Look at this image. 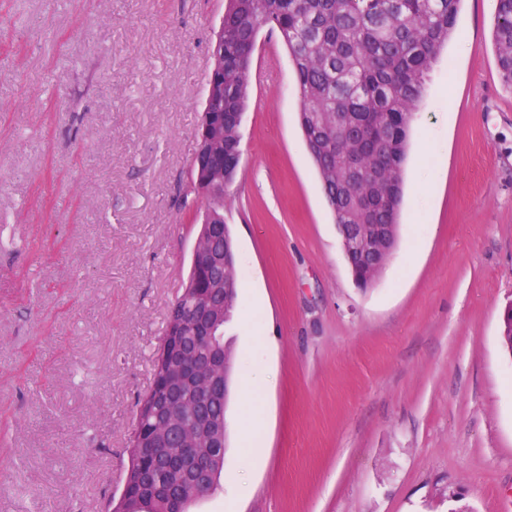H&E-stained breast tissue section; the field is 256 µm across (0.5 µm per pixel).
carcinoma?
<instances>
[{
	"label": "carcinoma",
	"instance_id": "cac0c4a2",
	"mask_svg": "<svg viewBox=\"0 0 512 512\" xmlns=\"http://www.w3.org/2000/svg\"><path fill=\"white\" fill-rule=\"evenodd\" d=\"M462 0H231L224 11V97L210 104L215 125L208 144L213 175L234 180L241 157V125L251 88V54L259 29L276 31L287 47L297 81L299 123L308 154L318 171L326 200L338 224H396L404 197L403 164L408 132L420 103L425 76L448 43ZM493 41L503 82L512 87V0H497ZM349 116L347 138L369 159L363 182L378 177L376 158L391 170L380 183L375 208L365 216L341 181L342 157L336 155V114ZM217 257L203 266L191 264L187 283L175 302L181 313L169 315L164 335L176 333L183 346L196 345L186 316L188 298L212 299L217 345L224 344V324L237 298V273L229 228L208 239ZM198 346V345H196ZM202 355L206 346H198ZM164 362L154 360V381L138 403L137 433L149 435L163 425L172 409L162 402ZM212 422L213 447L209 491L224 468L225 403L205 410ZM130 479L140 492L127 499L126 512H188L206 496L179 490L177 477L150 461L146 450L132 445Z\"/></svg>",
	"mask_w": 512,
	"mask_h": 512
}]
</instances>
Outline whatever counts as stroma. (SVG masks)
Segmentation results:
<instances>
[{"instance_id":"stroma-1","label":"stroma","mask_w":512,"mask_h":512,"mask_svg":"<svg viewBox=\"0 0 512 512\" xmlns=\"http://www.w3.org/2000/svg\"><path fill=\"white\" fill-rule=\"evenodd\" d=\"M226 0H0V512H112L208 201L190 187ZM462 0L360 288L258 32L224 188L238 299L224 468L190 512H512V89ZM263 457L242 453L244 375Z\"/></svg>"}]
</instances>
